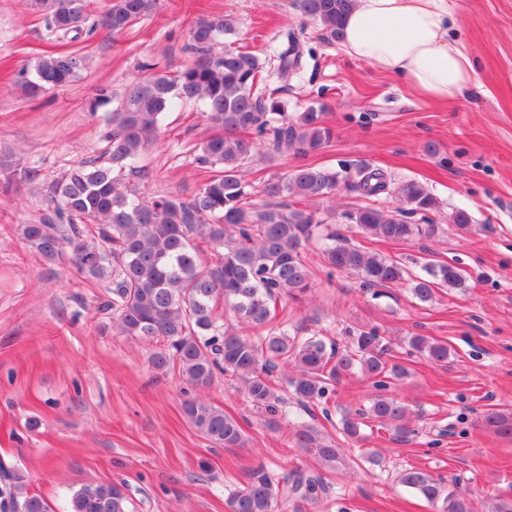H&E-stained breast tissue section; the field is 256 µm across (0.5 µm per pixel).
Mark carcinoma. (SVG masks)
Instances as JSON below:
<instances>
[{
  "label": "carcinoma",
  "mask_w": 512,
  "mask_h": 512,
  "mask_svg": "<svg viewBox=\"0 0 512 512\" xmlns=\"http://www.w3.org/2000/svg\"><path fill=\"white\" fill-rule=\"evenodd\" d=\"M23 3L54 41L64 44L99 26L122 34L162 7V0H109L95 20L87 0ZM295 4L327 37L338 40L354 0ZM233 32L230 18L200 17L190 28L192 56L180 68L141 62L144 75L130 81L118 99L101 137L102 151L58 176L46 179L36 163L0 150V186L26 185L43 203L38 219L18 225V239L44 261H67L83 279L105 289L101 308L112 312V330L155 343L150 365L162 373L178 372L195 390L183 403L184 414L214 444L242 448L246 442L238 420L206 396L219 376L236 378L253 406L271 416L291 399L308 412L320 405L327 417L336 381L356 370L376 394L366 409L342 415V434L359 438L364 420L371 419L394 431L396 440L407 439L412 434L409 409L388 395L391 380L405 369L389 363L379 328L347 326L337 340L301 336L287 321L277 320V310L301 303L313 288L304 249L315 239L329 271L357 275L362 289L374 296L408 278L411 293L422 303L442 288L466 287L464 270L429 259L421 264L423 274L412 275L402 262L330 230L328 217L317 207L342 188L366 198L391 195L396 200L391 210L365 204L342 212L341 218L365 238L407 243L438 234V201L420 183H394L385 171L369 166L333 170L301 162L283 175L251 183L247 166L260 142L278 154L304 159L330 141L332 130L323 106L290 113L281 97L302 63L295 31L263 57L241 47L215 50ZM87 61L77 51L47 50L18 71L16 89L36 97L77 79ZM187 103L201 105L216 128L193 149L195 163L211 177L186 197H146L126 183L124 171L134 170L157 143L165 115ZM416 215L419 221H410ZM206 248L216 257L208 266L201 263ZM227 308L234 325L224 323ZM407 345L431 362H448L446 342L415 335ZM484 423L499 435H512L511 413L491 412ZM294 438L326 468L344 464V450L319 427L300 424ZM398 479L438 512H479L457 479L449 483L415 468ZM329 494L330 484L320 472L297 468L279 487L260 467L246 486L232 492L229 507L231 512H278L281 498L315 504ZM130 505L122 485L88 483L71 495L69 512H131ZM3 509L52 512L19 474L12 476Z\"/></svg>",
  "instance_id": "cac0c4a2"
}]
</instances>
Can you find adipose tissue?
Wrapping results in <instances>:
<instances>
[{"mask_svg": "<svg viewBox=\"0 0 512 512\" xmlns=\"http://www.w3.org/2000/svg\"><path fill=\"white\" fill-rule=\"evenodd\" d=\"M447 0H356L344 21L343 52L400 77L433 103L458 98L476 82L471 57L449 39Z\"/></svg>", "mask_w": 512, "mask_h": 512, "instance_id": "obj_1", "label": "adipose tissue"}]
</instances>
